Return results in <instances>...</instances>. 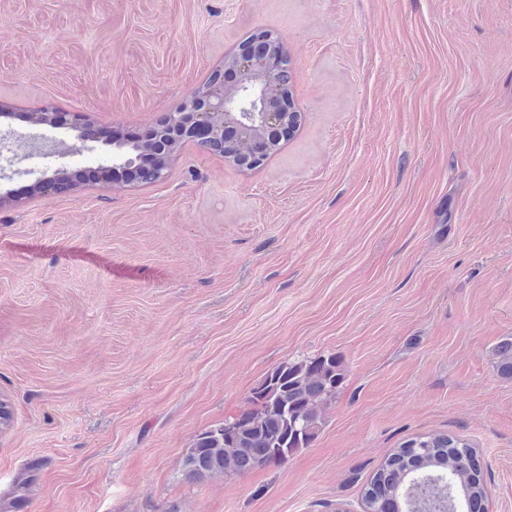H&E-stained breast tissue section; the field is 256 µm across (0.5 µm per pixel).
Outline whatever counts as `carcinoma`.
Instances as JSON below:
<instances>
[{"label": "carcinoma", "instance_id": "obj_1", "mask_svg": "<svg viewBox=\"0 0 512 512\" xmlns=\"http://www.w3.org/2000/svg\"><path fill=\"white\" fill-rule=\"evenodd\" d=\"M248 43L261 47L258 58L282 49L278 38L263 31ZM280 85L289 94L288 126L297 128L300 113L291 97V70L280 69ZM248 150L244 138L224 139V157H243ZM140 178L153 177L166 167L161 156L143 158ZM499 374L512 379V339L497 347ZM346 373L342 359L334 353L283 363L267 373L252 389V408L230 415L224 424L201 433L182 461L185 477L203 480L224 473L233 465L245 474L270 465H281L317 437L322 417L317 408L336 399ZM234 428L224 434V425ZM414 483L429 489L437 512H487V491L481 462L466 439L445 433L416 436L390 451L362 490L365 512H406L405 491Z\"/></svg>", "mask_w": 512, "mask_h": 512}]
</instances>
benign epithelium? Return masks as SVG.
<instances>
[{"label": "benign epithelium", "mask_w": 512, "mask_h": 512, "mask_svg": "<svg viewBox=\"0 0 512 512\" xmlns=\"http://www.w3.org/2000/svg\"><path fill=\"white\" fill-rule=\"evenodd\" d=\"M235 57L236 67L245 82L234 95L224 94V88L215 84L204 94L192 95L180 111L171 113L165 123L148 130L143 138L165 151L169 143L196 140L197 133L205 130L207 135L201 144L221 156L224 132L231 130L253 138L252 155L240 159L236 166L247 169L261 166L267 158V146L262 139L253 137L254 130H281L286 123L287 109L281 103L283 93L277 79L279 61L276 58L258 60L247 53L243 46ZM36 120L55 128L76 130L79 132L78 140L82 142L95 140L79 114L46 110L37 114ZM125 147L124 143H112V164L101 167L104 175L133 163V159L125 153ZM36 186L41 195L63 194L71 188L65 174L59 169L50 175H43L36 181Z\"/></svg>", "instance_id": "1"}]
</instances>
